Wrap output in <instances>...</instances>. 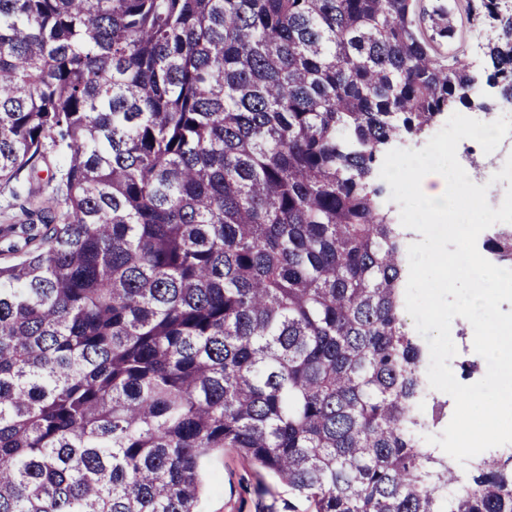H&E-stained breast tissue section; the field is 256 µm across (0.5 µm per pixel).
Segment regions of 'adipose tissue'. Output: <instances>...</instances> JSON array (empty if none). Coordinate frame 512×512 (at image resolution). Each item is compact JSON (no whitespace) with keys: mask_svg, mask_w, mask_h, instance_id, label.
<instances>
[{"mask_svg":"<svg viewBox=\"0 0 512 512\" xmlns=\"http://www.w3.org/2000/svg\"><path fill=\"white\" fill-rule=\"evenodd\" d=\"M485 177L486 172L481 168H470L451 176L447 171L436 166L425 169L415 168L407 175L412 190L418 198L419 216L425 220L454 209L455 201L448 195L449 179H456L459 188L463 189L473 181L482 180Z\"/></svg>","mask_w":512,"mask_h":512,"instance_id":"ef3b65f1","label":"adipose tissue"}]
</instances>
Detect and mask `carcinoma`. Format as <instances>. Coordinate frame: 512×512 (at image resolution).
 Wrapping results in <instances>:
<instances>
[{"label":"carcinoma","instance_id":"obj_1","mask_svg":"<svg viewBox=\"0 0 512 512\" xmlns=\"http://www.w3.org/2000/svg\"><path fill=\"white\" fill-rule=\"evenodd\" d=\"M487 82L512 102V12ZM416 0H0V512H201L225 448L307 512H512L461 466L378 166L463 106ZM512 266V224L483 243ZM28 171H23L18 179L13 180L9 184L0 183V235L1 249L6 250L9 240L13 237L11 234L5 235L4 228L9 224H16L22 217V207L26 204L27 191L29 185ZM17 192V196L14 192ZM1 261L12 259V255L3 252L0 255Z\"/></svg>","mask_w":512,"mask_h":512}]
</instances>
